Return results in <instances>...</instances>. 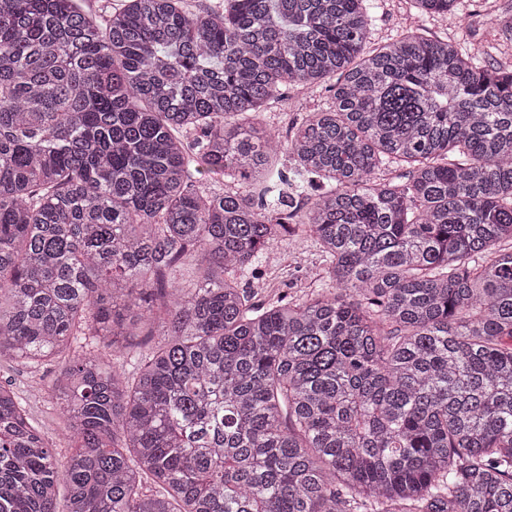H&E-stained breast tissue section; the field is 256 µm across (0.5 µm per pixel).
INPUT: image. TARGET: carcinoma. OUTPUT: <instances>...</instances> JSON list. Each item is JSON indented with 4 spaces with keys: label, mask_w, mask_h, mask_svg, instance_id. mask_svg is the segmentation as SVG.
<instances>
[{
    "label": "carcinoma",
    "mask_w": 512,
    "mask_h": 512,
    "mask_svg": "<svg viewBox=\"0 0 512 512\" xmlns=\"http://www.w3.org/2000/svg\"><path fill=\"white\" fill-rule=\"evenodd\" d=\"M370 5L0 0V357L68 355L73 442L0 384V512H512V4L385 44ZM284 151L336 288L263 306L230 274L278 260ZM332 99L323 86H282L277 97L260 113V120L270 131L288 138L302 120L304 112L317 108H328ZM195 258L188 256L171 271L169 277L184 288H193L198 279V269Z\"/></svg>",
    "instance_id": "cac0c4a2"
}]
</instances>
